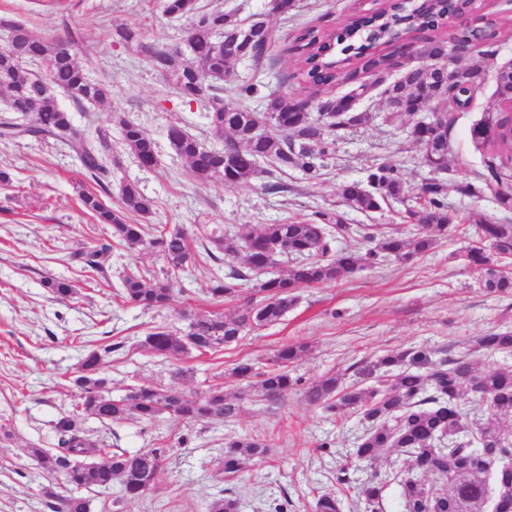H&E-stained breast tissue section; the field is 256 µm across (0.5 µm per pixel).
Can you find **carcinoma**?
<instances>
[{"mask_svg": "<svg viewBox=\"0 0 512 512\" xmlns=\"http://www.w3.org/2000/svg\"><path fill=\"white\" fill-rule=\"evenodd\" d=\"M475 0H430L423 10L412 0H382L370 15L351 19L337 33L305 27L290 50L298 53L303 91L318 101L317 112L306 110L280 97L267 99L264 112L273 123L265 124L262 113L243 106L257 84H241L224 96V82L230 70L224 55L214 53L216 34L188 28L189 52L184 55L167 48H151L146 63L171 81L179 96L206 111L214 139L235 141L232 154L213 148L179 125L167 129V140L175 157L186 166L190 178L199 184L237 187L253 179L267 178L269 192H286L281 176L299 172L304 179L320 178L325 160L336 152V143L345 134L374 120L402 129L425 150L423 163L430 176L412 194L396 167L377 164L366 181L345 183L339 188L343 204L366 215L383 210L389 202L404 207L401 219L418 227L411 233L397 224L389 231L377 225L358 228L341 212L316 211L313 218H293L284 222L242 227L228 233L211 228L204 247L215 264L209 292L218 305L251 285L250 304L238 315L222 312L190 314L184 330L156 327L140 341L155 357L178 359L196 352L215 353L248 332L279 323L299 300V291L333 283L385 259L397 262L430 251L438 241L456 236L458 225L445 202L444 179L448 171V131L455 113L467 108L475 91L484 82L478 69L453 67L457 81L448 84L451 97L442 98L440 116L425 131L414 132L406 122L409 112H359L348 99L365 95L370 86L360 82L366 73L382 74L392 66L399 45L417 34L430 38L434 52L443 57L448 47L472 31L448 26V16L474 10ZM164 15L192 21L200 11L198 0H162ZM216 24L224 27V37L233 38L266 25L260 14L243 25L236 14L210 9ZM0 30L22 34L19 42L0 48V96L8 111L0 114V141L16 138L39 141L53 139L65 144L78 158L81 167L103 191L112 185V137L98 129L90 134L77 128L68 109L60 106L45 86L64 91L78 107L103 104L110 90L87 75L92 63V48L85 44L77 26L67 30V40L56 41L39 35L22 21L0 16ZM270 39L256 37L244 46L243 56L253 62L254 74L266 70ZM442 79L441 68L431 64L409 69L384 89L390 101L407 100L418 92L425 98L434 95ZM351 86L338 98L321 100L337 86ZM498 106L512 102V66L496 75ZM121 144L139 164L154 168L159 162L158 145L139 124L119 120ZM471 139L485 150L486 172L476 181L459 187L468 197L482 198L492 185L497 204L512 210V126L501 112L490 113L470 130ZM119 204L107 206L98 192L85 191L81 205L98 223L109 226V238L91 250L71 254L84 266L101 271L116 246L130 252L147 251L161 257L166 273L183 271L196 260L186 232L179 228L159 229L133 221L135 216L153 213L154 202L134 182L124 181L118 188ZM352 244L336 249L337 239ZM512 254V224L485 222L472 227L466 248L468 262L485 271V287L502 294L512 292V277L496 268V257ZM278 257H291L295 264L284 274L270 271ZM116 296L128 306L154 309L174 302L167 277L146 278L128 266L120 278ZM44 287L59 299H69L76 289L67 280L48 278ZM120 344L101 345L83 357L74 386L80 402L73 411L53 421L56 452L30 446L26 453L49 471L60 470L70 486L66 495L48 492L55 500L52 512H88L82 489L112 487L119 481L123 498H140L155 486L168 449L143 448L128 452L122 448H101L89 441L80 425L87 416L104 425L134 420L152 424L169 418L187 426L231 420L238 416L246 396L258 392L267 399H278L295 389L301 379L290 373V365L304 352L302 345H283L276 350L271 365L260 368L241 362L234 374L245 381L242 389L228 394L215 386L204 395H189L176 388L140 384L128 394L113 398L103 375L106 359ZM500 355L503 361L479 367L478 355ZM512 331L488 332L475 338L466 351L455 357L432 359L424 349L384 355L378 366L384 369L377 385L368 388L345 387L334 372L325 373L303 391L304 399L321 409L326 417L344 418L350 414L365 422L355 448L339 464L336 481L346 485L350 473L364 464L373 466L381 453L396 448L409 455L410 469L416 475L402 480L400 496L404 512H422L424 494L433 488L440 492L435 502L439 512H512ZM266 439L255 435L230 438L216 476L222 481L238 478L249 463L269 455ZM386 485L378 474L363 483L361 494L370 512H377ZM492 510H487V504ZM315 512H341L338 492L318 496Z\"/></svg>", "mask_w": 512, "mask_h": 512, "instance_id": "cac0c4a2", "label": "carcinoma"}]
</instances>
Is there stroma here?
<instances>
[{
    "mask_svg": "<svg viewBox=\"0 0 512 512\" xmlns=\"http://www.w3.org/2000/svg\"><path fill=\"white\" fill-rule=\"evenodd\" d=\"M61 12L55 0H0V14L9 13L38 33L66 37V23L82 28L93 49L92 79L108 84L112 96L101 106L72 108L64 94L56 99L71 108L73 122L87 131L102 128L114 134L112 181L137 182L154 202L149 224L183 229L198 237L202 224L235 230L244 224L281 222L318 210L343 209L338 189L343 182L366 178L371 166H396L404 181L418 185L427 170L419 164L421 145L406 133L380 121L338 141L336 152L318 181L289 173L288 190L270 193L264 179L227 188L191 180L173 157L166 139L169 125L178 124L203 142H211L202 109L187 104L161 73L144 61L141 45L175 44L186 36V21L163 15L159 0H66ZM377 0H296L288 14L269 18L273 65L262 75L259 94L246 105L262 110L265 97L276 94L300 101V84L293 79L295 61L283 48L305 26L342 27L354 17L370 14ZM137 28L141 41L126 44L113 37L115 26ZM484 70L485 82L471 107L459 113L448 134L446 200L455 213L460 235L408 262L385 261L338 281L300 293L297 305L279 324L244 336L237 344L201 356L163 360L144 351L140 342L155 326H184V314L205 313L212 307L207 290L214 267L206 256L172 277L175 308L144 311L123 305L115 292L125 265L139 266L146 276L160 274L162 260L154 253H129L115 248L109 266L96 272L70 260V253L102 242V225L80 206L82 190L93 179L68 148L58 142H0V169L9 183H0V512H51L46 487L61 489L62 473L49 472L28 458L25 448L37 444L54 449L52 422L78 401L72 378L84 354L102 344H119L105 366L113 396L125 395L130 384L174 386L203 394L220 384L240 388L233 373L238 362L253 360L267 366L280 345L303 344L306 354L293 374L303 382L333 370L344 386L366 388L379 374V357L426 346L456 355L471 337L489 330L512 331V294L488 292L483 271L461 256L466 234L474 224H512V210L501 209L492 195L470 198L460 193L484 169L485 155L471 140L470 130L497 109L494 75L512 63V27L486 29L484 41L460 60ZM140 124L158 146L160 162L140 168L116 136L120 119ZM70 281L77 289L59 300L43 286L46 278ZM92 441L135 452L168 448L154 489L139 499H122L120 484L86 491L89 512H209L220 496L237 499L239 512H314L318 495L338 489L336 457L354 446L363 430L358 415L327 420L318 407L293 391L278 401L247 396L239 415L228 422L186 427L169 419L153 424L126 421L108 426L82 421ZM258 434L270 443L269 457L232 482L214 478L224 440ZM330 442L331 453L319 450ZM385 479L381 512H399L400 481L408 471L406 455L387 451L375 464Z\"/></svg>",
    "mask_w": 512,
    "mask_h": 512,
    "instance_id": "1",
    "label": "stroma"
}]
</instances>
